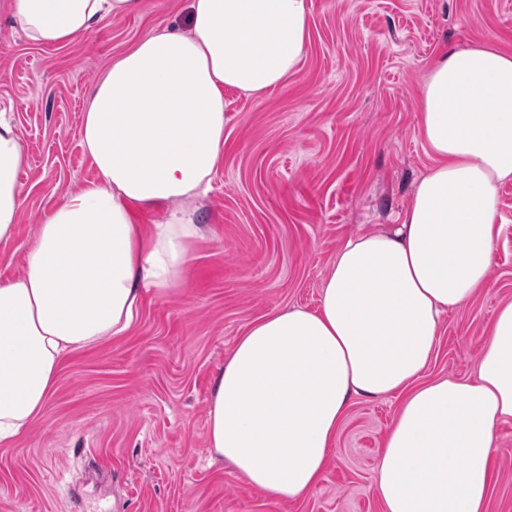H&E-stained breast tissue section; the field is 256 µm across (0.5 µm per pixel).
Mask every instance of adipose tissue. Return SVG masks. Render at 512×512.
Returning a JSON list of instances; mask_svg holds the SVG:
<instances>
[{
	"label": "adipose tissue",
	"mask_w": 512,
	"mask_h": 512,
	"mask_svg": "<svg viewBox=\"0 0 512 512\" xmlns=\"http://www.w3.org/2000/svg\"><path fill=\"white\" fill-rule=\"evenodd\" d=\"M143 0H7L27 38L62 46ZM311 0H190L188 27L143 35L113 60L83 113L97 177L41 221L19 277L0 281V441L43 410L68 353L125 335L144 293L183 284L203 229L187 203L224 148L225 90L259 97L296 72ZM432 164L387 232L337 252L321 306L252 323L208 399V446L276 500L319 486L352 397L403 401L379 459L385 512H487L498 424L512 421V302L488 326L468 380L421 382L443 317L485 285L512 181V52L485 40L439 56L420 91ZM28 164L0 117V240L21 209ZM169 204L163 223L132 206Z\"/></svg>",
	"instance_id": "obj_1"
}]
</instances>
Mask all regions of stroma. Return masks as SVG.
<instances>
[{
    "mask_svg": "<svg viewBox=\"0 0 512 512\" xmlns=\"http://www.w3.org/2000/svg\"><path fill=\"white\" fill-rule=\"evenodd\" d=\"M189 0H146L62 47L27 40L0 8V113L25 142L21 217L0 241V280L19 276L40 220L96 171L81 144L84 103L112 60L153 27L185 26ZM486 39L512 50V0H312L295 73L252 98L224 93V155L194 202L205 237L181 291L145 294L133 328L68 356L42 413L0 442V512H384L374 487L399 396L356 397L319 488L271 499L210 459L214 377L245 329L320 306L339 247L386 230L431 159L420 87L442 52ZM488 281L441 325L420 377L470 378L497 307L512 301V182ZM488 512H512V422L497 430Z\"/></svg>",
    "mask_w": 512,
    "mask_h": 512,
    "instance_id": "35a3bbf8",
    "label": "stroma"
}]
</instances>
